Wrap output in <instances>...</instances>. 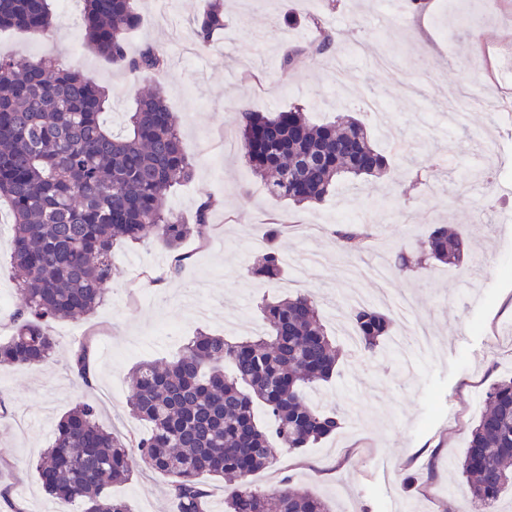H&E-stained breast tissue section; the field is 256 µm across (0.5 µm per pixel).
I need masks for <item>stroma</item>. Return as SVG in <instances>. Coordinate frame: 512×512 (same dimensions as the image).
<instances>
[{"label":"stroma","mask_w":512,"mask_h":512,"mask_svg":"<svg viewBox=\"0 0 512 512\" xmlns=\"http://www.w3.org/2000/svg\"><path fill=\"white\" fill-rule=\"evenodd\" d=\"M56 23L35 39L0 31V54L55 58L93 74L110 97L108 120L122 133L125 114L149 86H161L194 163L191 180L174 185L167 203L193 221L203 198L213 199L211 239L190 237V260L179 278L166 271L172 255L149 236L114 247L103 303L88 317L51 322L58 347L29 369L0 366V470L12 471L0 512H49L35 463L52 443L58 420L77 403L97 404L103 426L140 437L146 425L128 407L129 371L167 360L206 330L229 338L262 331V301L306 290L319 301L342 356L315 404L345 413L331 437L299 454L280 451L271 468L253 475L260 487L293 479L322 497L331 512H457L466 485L453 465L462 459L488 385L512 376V0H426L420 12L403 0H224V29L214 48H196L192 27L207 0H136L139 25L127 35L130 52L150 44L168 59L160 75L138 77L93 54L83 38V0H52ZM337 39L336 51L299 66L288 48L311 38L310 18ZM377 100L381 113L366 108ZM263 112L299 105L313 121L342 116L363 122L392 157L387 174L344 182L310 207L268 195L244 164L236 114L241 101ZM393 198L391 210L373 199ZM288 216L278 247L283 257L321 255L316 278L298 279L291 264L278 280L253 277L265 247L267 220ZM369 222L379 244L349 256L333 236L339 223ZM438 224L471 240L456 265L438 262L383 284L347 278L395 248L421 255ZM12 233H0V341L14 333L19 302L10 273ZM386 292L382 311L412 299L432 338L414 371L349 344L346 297ZM89 343L91 383L70 370L73 352ZM396 486L398 499L388 488ZM114 497L133 512H176L166 475L137 465Z\"/></svg>","instance_id":"stroma-1"}]
</instances>
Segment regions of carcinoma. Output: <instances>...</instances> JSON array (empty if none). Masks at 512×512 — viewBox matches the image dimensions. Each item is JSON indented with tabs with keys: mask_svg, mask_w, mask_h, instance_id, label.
Here are the masks:
<instances>
[{
	"mask_svg": "<svg viewBox=\"0 0 512 512\" xmlns=\"http://www.w3.org/2000/svg\"><path fill=\"white\" fill-rule=\"evenodd\" d=\"M138 21L134 0H84V40L97 54L132 73L159 70L166 60L157 48L129 53L126 34ZM53 27L48 0H0V29L41 37ZM223 30V5L210 0L193 20L194 41L209 49ZM311 30L309 46L288 51L286 62L334 48L319 19H311ZM108 99L92 76L52 59L0 57V199L10 204V263L20 287L15 333L0 342V365L31 368L51 357L57 342L48 322L82 319L104 301L116 244L154 234L175 253L168 276L176 278L182 242L207 236L212 202L198 206L192 224L167 206L169 190L192 178L194 164L162 91L138 100L121 135L104 119ZM238 115L245 161L272 196L297 206L318 204L339 183L381 177L389 168L357 119L315 124L299 107L272 115L249 102ZM370 231L367 223L343 224L335 230L337 247L361 252ZM427 244L426 259L448 265L467 249L463 235L446 225ZM281 268L272 238L252 273L273 281ZM260 311L262 334L231 341L201 331L172 359L132 369L129 407L148 425L147 435L120 439L98 422L91 402L60 418L36 469L62 512L73 504L82 512H132L108 488L131 479L137 458L170 479L177 512H209L204 475L229 482L224 512H330L324 499L289 479L270 489L249 481L276 462L279 450L307 448L342 425L335 410L308 399L332 377L339 355L319 301L300 293L264 301ZM349 317L365 352L392 354L388 315L363 305L350 307ZM71 369L88 382L89 348L74 352ZM457 469L470 512H495L512 489V377L484 391Z\"/></svg>",
	"mask_w": 512,
	"mask_h": 512,
	"instance_id": "1",
	"label": "carcinoma"
}]
</instances>
